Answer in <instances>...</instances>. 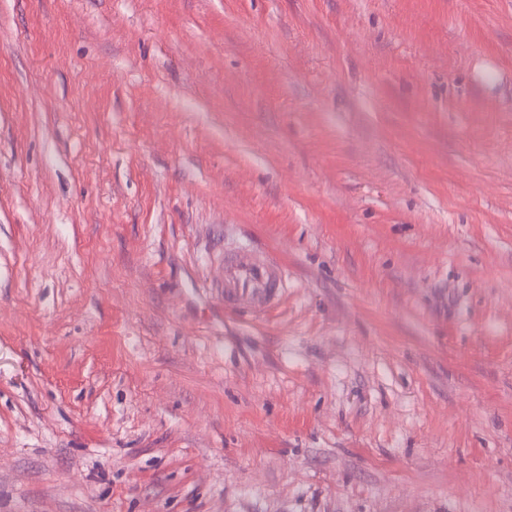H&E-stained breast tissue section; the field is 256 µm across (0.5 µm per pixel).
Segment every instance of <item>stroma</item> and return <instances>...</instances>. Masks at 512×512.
I'll return each mask as SVG.
<instances>
[{
    "mask_svg": "<svg viewBox=\"0 0 512 512\" xmlns=\"http://www.w3.org/2000/svg\"><path fill=\"white\" fill-rule=\"evenodd\" d=\"M0 512H512V0H0ZM224 308L259 311L271 307L284 288V274L269 255L240 251L224 257Z\"/></svg>",
    "mask_w": 512,
    "mask_h": 512,
    "instance_id": "obj_1",
    "label": "stroma"
}]
</instances>
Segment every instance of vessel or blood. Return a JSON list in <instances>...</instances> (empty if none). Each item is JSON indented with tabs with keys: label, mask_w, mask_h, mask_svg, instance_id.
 <instances>
[{
	"label": "vessel or blood",
	"mask_w": 512,
	"mask_h": 512,
	"mask_svg": "<svg viewBox=\"0 0 512 512\" xmlns=\"http://www.w3.org/2000/svg\"><path fill=\"white\" fill-rule=\"evenodd\" d=\"M224 306L231 311L271 307L284 287V274L269 255L240 251L223 263Z\"/></svg>",
	"instance_id": "vessel-or-blood-1"
}]
</instances>
